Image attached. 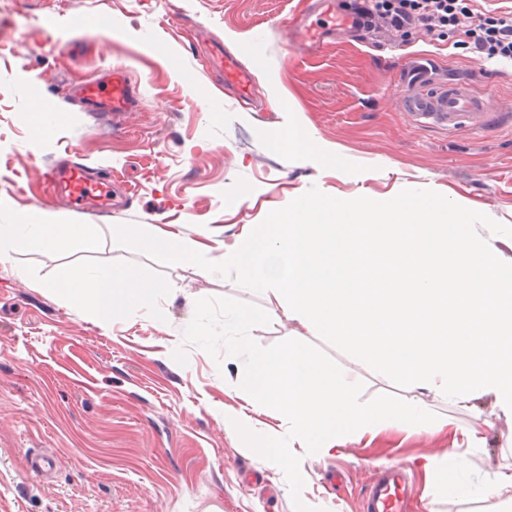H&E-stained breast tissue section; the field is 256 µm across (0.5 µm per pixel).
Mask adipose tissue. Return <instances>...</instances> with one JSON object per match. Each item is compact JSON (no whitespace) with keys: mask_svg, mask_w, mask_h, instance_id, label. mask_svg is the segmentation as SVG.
<instances>
[{"mask_svg":"<svg viewBox=\"0 0 512 512\" xmlns=\"http://www.w3.org/2000/svg\"><path fill=\"white\" fill-rule=\"evenodd\" d=\"M276 151L292 154L305 152L325 163H338V153L316 142L303 126L288 125L272 139ZM95 224H61L33 208L20 215L16 224H0V264L11 263L20 249L75 252L98 233ZM47 289L64 296L70 303L91 308L101 326H108L116 313L129 302H146L151 289L130 270L74 264L63 267L46 284Z\"/></svg>","mask_w":512,"mask_h":512,"instance_id":"obj_1","label":"adipose tissue"}]
</instances>
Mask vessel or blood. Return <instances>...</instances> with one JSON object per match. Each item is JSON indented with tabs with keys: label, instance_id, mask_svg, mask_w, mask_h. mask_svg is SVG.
Listing matches in <instances>:
<instances>
[{
	"label": "vessel or blood",
	"instance_id": "vessel-or-blood-1",
	"mask_svg": "<svg viewBox=\"0 0 512 512\" xmlns=\"http://www.w3.org/2000/svg\"><path fill=\"white\" fill-rule=\"evenodd\" d=\"M369 22L361 6L342 7L337 0H307L288 22V43L313 55L344 35L365 32ZM217 59L220 76L226 86L234 89L237 100L251 101L255 92L252 73L234 56L221 53ZM430 72L431 66L423 58L414 59L411 66L399 71L406 112L425 125L451 130L474 126L485 111L484 97L458 83L428 87ZM69 95L84 111L110 115L116 122L142 103L138 87L120 65L74 85ZM43 180L56 197L75 211L108 213L114 206L109 184L83 164L71 160L55 163L46 169ZM412 501L402 470L390 466L382 469L370 486L362 512H410Z\"/></svg>",
	"mask_w": 512,
	"mask_h": 512
}]
</instances>
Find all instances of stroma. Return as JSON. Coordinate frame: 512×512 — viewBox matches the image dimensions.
I'll return each instance as SVG.
<instances>
[{
  "mask_svg": "<svg viewBox=\"0 0 512 512\" xmlns=\"http://www.w3.org/2000/svg\"><path fill=\"white\" fill-rule=\"evenodd\" d=\"M299 0H7L0 8V224L31 207L63 224H95L78 252L14 253L0 266V512H362L381 467L400 465L416 512H491L429 480L426 457L457 448L456 472L473 486L512 473V419L491 398L468 407L383 375L336 348L345 375L364 382L362 401L398 393L449 419L436 433L387 424L317 459L292 498L284 473L226 427L243 403L240 358H212L183 341L197 299L230 297L267 308L264 294L190 264L162 265L116 244L114 226L156 224L196 239L212 261L246 224L261 223L310 187L338 199L377 201L431 189L512 225V62L479 61L457 36L374 30L310 57L288 46ZM98 17L111 31L92 33ZM223 46L254 73L264 111L238 105L204 68ZM434 59L432 81L465 83L487 100L476 127L416 123L402 108L398 64ZM127 67L143 104L121 124L84 111L68 88L105 68ZM62 113L47 140L29 118L35 101ZM306 127L338 149L340 165L283 155L269 140ZM106 171L130 193L109 215L77 213L55 199L41 173L62 157ZM130 270L155 285L109 327L90 308L35 288L64 265ZM485 432L484 447H457ZM53 457L45 477L39 456Z\"/></svg>",
  "mask_w": 512,
  "mask_h": 512,
  "instance_id": "stroma-1",
  "label": "stroma"
}]
</instances>
